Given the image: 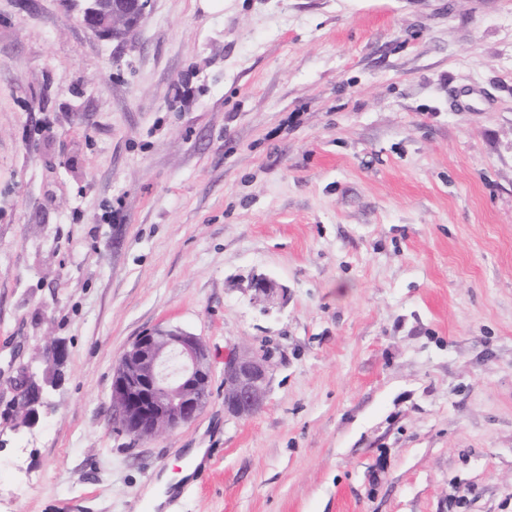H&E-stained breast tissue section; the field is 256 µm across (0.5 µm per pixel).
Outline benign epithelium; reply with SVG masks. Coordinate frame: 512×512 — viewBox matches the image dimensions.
I'll return each instance as SVG.
<instances>
[{
	"mask_svg": "<svg viewBox=\"0 0 512 512\" xmlns=\"http://www.w3.org/2000/svg\"><path fill=\"white\" fill-rule=\"evenodd\" d=\"M81 23L112 38L122 0H84ZM269 354L224 355V410L256 414L269 385ZM209 352L200 337L179 327H158L137 337L117 360L112 400L121 429L142 440L174 430L198 416L210 397Z\"/></svg>",
	"mask_w": 512,
	"mask_h": 512,
	"instance_id": "7a95c632",
	"label": "benign epithelium"
}]
</instances>
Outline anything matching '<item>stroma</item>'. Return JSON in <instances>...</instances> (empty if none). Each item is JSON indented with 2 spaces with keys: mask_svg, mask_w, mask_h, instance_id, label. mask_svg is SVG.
Instances as JSON below:
<instances>
[{
  "mask_svg": "<svg viewBox=\"0 0 512 512\" xmlns=\"http://www.w3.org/2000/svg\"><path fill=\"white\" fill-rule=\"evenodd\" d=\"M210 2L122 46L0 0V512H146L193 448L169 512H512V0ZM159 326L210 399L135 441L112 381ZM268 352L231 351L224 355V410L248 418L263 405L269 385ZM191 473L192 467L188 464L184 466L183 471L177 475L175 480H173L171 475L165 474L155 486L147 490L146 497L153 500V505L155 507H161L167 497L178 489L180 480L188 478ZM168 491L170 492L167 493Z\"/></svg>",
  "mask_w": 512,
  "mask_h": 512,
  "instance_id": "obj_1",
  "label": "stroma"
}]
</instances>
